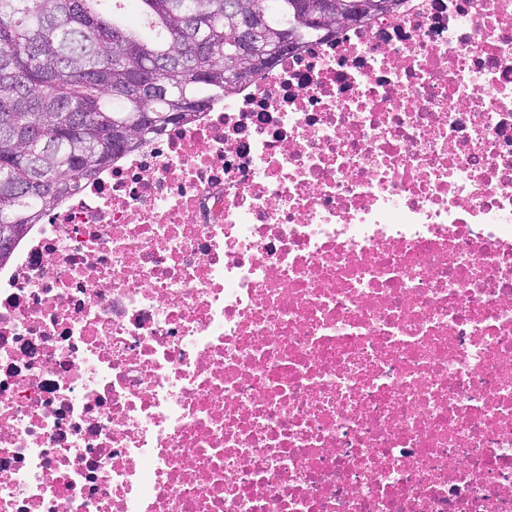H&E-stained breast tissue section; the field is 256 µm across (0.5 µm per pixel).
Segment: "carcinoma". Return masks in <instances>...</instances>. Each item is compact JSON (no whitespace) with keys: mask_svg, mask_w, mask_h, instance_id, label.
I'll return each mask as SVG.
<instances>
[{"mask_svg":"<svg viewBox=\"0 0 512 512\" xmlns=\"http://www.w3.org/2000/svg\"><path fill=\"white\" fill-rule=\"evenodd\" d=\"M122 2L0 0V225L41 223L112 157L268 68L238 57L224 0H135V23L117 20ZM241 2L270 42L336 34L308 0ZM340 2L358 20L381 13Z\"/></svg>","mask_w":512,"mask_h":512,"instance_id":"1","label":"carcinoma"}]
</instances>
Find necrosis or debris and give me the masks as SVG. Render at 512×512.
<instances>
[{"mask_svg":"<svg viewBox=\"0 0 512 512\" xmlns=\"http://www.w3.org/2000/svg\"><path fill=\"white\" fill-rule=\"evenodd\" d=\"M0 512H512V0L306 40L33 225Z\"/></svg>","mask_w":512,"mask_h":512,"instance_id":"1","label":"necrosis or debris"}]
</instances>
